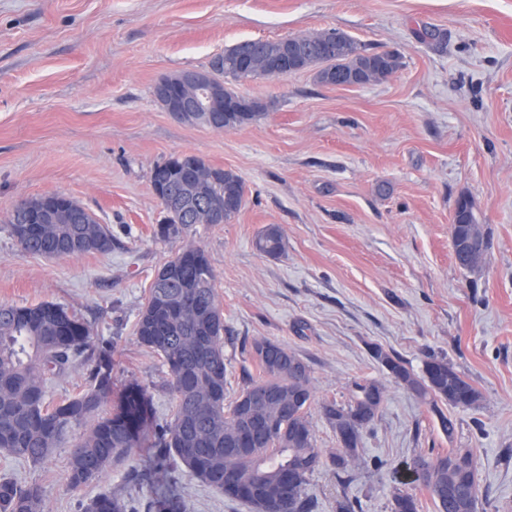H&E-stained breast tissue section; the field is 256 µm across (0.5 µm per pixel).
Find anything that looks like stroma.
Returning <instances> with one entry per match:
<instances>
[{
  "mask_svg": "<svg viewBox=\"0 0 512 512\" xmlns=\"http://www.w3.org/2000/svg\"><path fill=\"white\" fill-rule=\"evenodd\" d=\"M342 31L402 67L355 87L322 85L311 71L228 79L264 103L251 123L214 131L164 112L155 84L209 70L237 43ZM195 155L239 175L245 205L225 224L165 241L154 166ZM65 194L112 233V249L46 259L25 253L7 213L21 201ZM469 199L489 233L478 272L455 262L456 203ZM278 225L285 251L254 240ZM193 244L207 253L224 315L229 395L244 374L240 343L269 339L311 369L310 408L322 454L337 448L322 413L351 380L375 378L386 399L357 450L351 485L323 463L307 484L315 512L357 500L389 512L405 483L419 512H435L413 483L418 455L471 449L485 494L481 512H512V0H0V303L53 302L110 347L112 390L145 386L156 417H170L171 375L142 346L135 324L157 269ZM421 369L447 354L482 394L479 407L443 411L389 382L372 346ZM70 447L44 464L0 453V475L42 490L49 512H84L103 490L135 502L165 493L186 512H250L238 500L173 471L71 486Z\"/></svg>",
  "mask_w": 512,
  "mask_h": 512,
  "instance_id": "obj_1",
  "label": "stroma"
}]
</instances>
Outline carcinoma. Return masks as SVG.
Returning a JSON list of instances; mask_svg holds the SVG:
<instances>
[{
  "instance_id": "cac0c4a2",
  "label": "carcinoma",
  "mask_w": 512,
  "mask_h": 512,
  "mask_svg": "<svg viewBox=\"0 0 512 512\" xmlns=\"http://www.w3.org/2000/svg\"><path fill=\"white\" fill-rule=\"evenodd\" d=\"M297 42L310 52L308 66H319L316 79L333 85L344 73L359 84L383 79L402 67L396 52H369L351 37L333 44L329 33L300 36ZM281 41L252 39L240 42L251 52L243 65L234 48L211 66L224 62V75L235 78L279 77L288 64L273 59ZM220 196L201 185L195 205L180 216V223L158 226L167 240L188 236L206 208ZM10 232L22 250L46 257L80 256L112 250V235L99 222L88 224H12ZM254 246L268 257L285 251L278 226L258 233ZM215 275L205 251L191 244L177 251L157 271L135 326L139 342L159 355L168 366L175 406L171 420L158 423L148 390L135 383L112 398V357L95 349L87 324L51 302L34 306L0 304V452L32 463L51 460L57 448L73 443L69 482L74 487L103 478L119 465L139 476L144 448L158 449L154 469L180 470L248 503L253 512H313L306 494L309 476L322 464V453L309 419L313 400L311 370L295 352L267 339L243 347L246 358L260 370L245 382L235 399L227 398L224 364V316L214 291ZM95 351L89 386L76 396L47 401L50 382L66 374L76 357ZM373 359L392 381L430 403L440 431L453 439L455 419L438 408L447 403L469 410L479 406L481 393L444 354L428 353L420 373L394 352L379 346ZM272 397L255 402L249 414L265 428L258 444L243 453L228 452L240 431L241 400L257 389ZM386 387L363 377L353 380L349 398L323 406V415L336 434L338 448L329 455L336 475L353 480L356 451L382 410ZM414 467L423 472L420 483L429 492L436 512H479L483 493L478 465L469 448H450L446 454L419 456ZM231 474L255 493L224 490V475ZM36 486L0 477V512H46ZM182 512L181 505L165 497L137 506L125 496L103 490L91 498L85 512ZM390 512H419L416 496L395 487Z\"/></svg>"
}]
</instances>
